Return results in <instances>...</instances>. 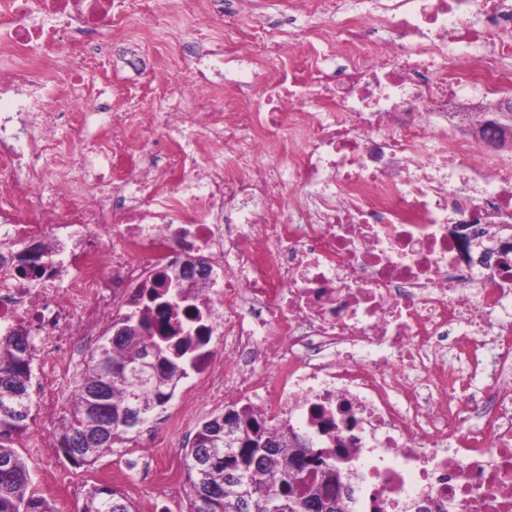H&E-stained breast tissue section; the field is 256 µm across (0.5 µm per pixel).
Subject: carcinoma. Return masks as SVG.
I'll return each mask as SVG.
<instances>
[{"instance_id":"obj_1","label":"carcinoma","mask_w":512,"mask_h":512,"mask_svg":"<svg viewBox=\"0 0 512 512\" xmlns=\"http://www.w3.org/2000/svg\"><path fill=\"white\" fill-rule=\"evenodd\" d=\"M126 330L90 356L63 419L57 448L77 466L91 465L116 444L130 439L165 407L186 377V351L172 349L162 325L127 316ZM31 360L25 332L0 336V512H54L32 490L26 463L8 444L26 432L32 417ZM270 425L242 409L203 421L184 455L186 512H301L288 499L295 487L302 499L317 498L328 512H342L320 484L334 481L325 458L296 462L301 436L284 425L272 447L259 445ZM78 512H134L131 502L109 486L88 492Z\"/></svg>"}]
</instances>
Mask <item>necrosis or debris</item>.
<instances>
[{"label":"necrosis or debris","instance_id":"necrosis-or-debris-1","mask_svg":"<svg viewBox=\"0 0 512 512\" xmlns=\"http://www.w3.org/2000/svg\"><path fill=\"white\" fill-rule=\"evenodd\" d=\"M255 4L0 0V335L37 339L38 432L121 310L157 319L161 274L198 257L169 316L192 377L170 429L240 405L324 451L345 512H512V342L483 394L465 376L490 323L512 335V254L462 264L451 231L512 215V161L447 132L458 73L512 84V0H289V44ZM183 23L207 36L158 52L163 111L101 91L39 108L135 31Z\"/></svg>","mask_w":512,"mask_h":512}]
</instances>
